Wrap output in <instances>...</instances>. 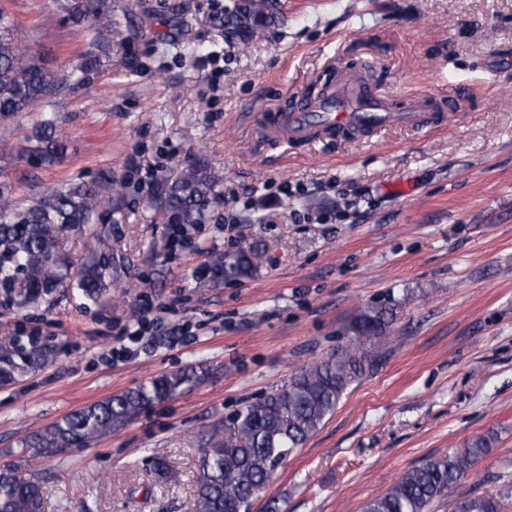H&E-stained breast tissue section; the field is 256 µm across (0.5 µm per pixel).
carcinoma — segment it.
<instances>
[{"label": "carcinoma", "mask_w": 512, "mask_h": 512, "mask_svg": "<svg viewBox=\"0 0 512 512\" xmlns=\"http://www.w3.org/2000/svg\"><path fill=\"white\" fill-rule=\"evenodd\" d=\"M75 19L91 30L112 26V12L92 8L87 0H68ZM279 19L277 0H231L224 6V36L245 45L261 36ZM99 60L83 61L60 76L45 65L44 57L29 49L21 25L0 8V118L19 112H44L36 135L43 161L53 164L65 152L55 136L53 98L84 84L97 71ZM120 197V184L107 177L92 184L54 188L15 213L0 200V299L19 309L45 301L69 278L71 263L60 248L59 230L69 226L96 239L93 219L99 208ZM223 202L219 178L201 161L162 175L150 203L165 224L186 235L214 220ZM76 269L77 286L90 300L105 291V263L95 247ZM261 250L248 246L216 257L208 267L215 284L241 281L258 271ZM396 318L393 306L366 308L351 321L349 344L294 374L271 394L249 403L230 420L231 435L214 431L202 449L196 477L194 512H250L254 499L265 493L276 469L294 450L314 435L336 411L350 385L366 376L389 341ZM52 352L31 343L24 354L30 367L46 363ZM12 354L0 355V383L15 379ZM193 369L155 376L134 389L113 395L65 415L33 433L23 452L51 456L58 448L88 447L98 439L126 427L155 404L177 399L198 384ZM480 436L467 448L444 455L407 471L383 495L367 501L363 512H426L437 501H448L449 512H500L499 497L468 494L448 498L449 491L471 474L489 450ZM150 477L174 483L178 474L165 462L157 463ZM47 488L43 482L16 474L11 463H0V512H43Z\"/></svg>", "instance_id": "1"}]
</instances>
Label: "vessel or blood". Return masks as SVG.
Masks as SVG:
<instances>
[{
  "label": "vessel or blood",
  "instance_id": "1",
  "mask_svg": "<svg viewBox=\"0 0 512 512\" xmlns=\"http://www.w3.org/2000/svg\"><path fill=\"white\" fill-rule=\"evenodd\" d=\"M437 100L446 111L455 112L462 97L456 93L439 99L423 95L397 106L382 96L369 79L345 73L335 85L326 87L320 98L296 94L289 111L271 116L266 132L274 140L308 144L347 130L363 131L371 136L392 125L430 126L435 122L433 103Z\"/></svg>",
  "mask_w": 512,
  "mask_h": 512
}]
</instances>
